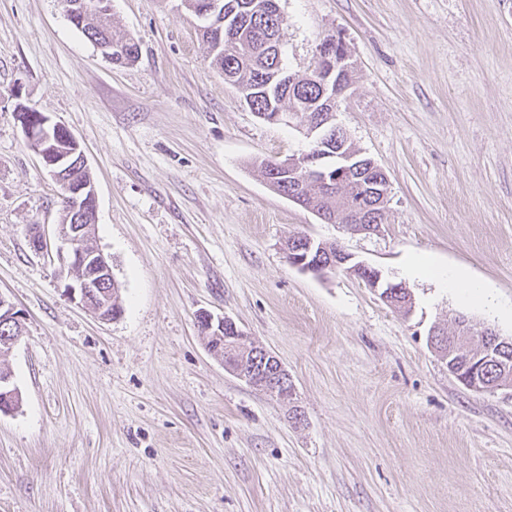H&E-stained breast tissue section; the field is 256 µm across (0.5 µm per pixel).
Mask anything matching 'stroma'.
<instances>
[{"label": "stroma", "mask_w": 512, "mask_h": 512, "mask_svg": "<svg viewBox=\"0 0 512 512\" xmlns=\"http://www.w3.org/2000/svg\"><path fill=\"white\" fill-rule=\"evenodd\" d=\"M278 5L290 72L323 35L345 41L336 122L389 179L380 232L269 188L260 161L310 142L245 105L179 0H112L114 32L140 46L128 66L63 0H0V294L25 323L5 361L21 402L0 413V512H512V391L466 388L429 341L459 314L512 337V0ZM20 103L81 144L119 319L69 299L29 243L61 203ZM301 234L409 288L411 312L345 269L292 267ZM414 257L486 285L494 308L408 275ZM203 311L276 354L291 402L225 370Z\"/></svg>", "instance_id": "1"}]
</instances>
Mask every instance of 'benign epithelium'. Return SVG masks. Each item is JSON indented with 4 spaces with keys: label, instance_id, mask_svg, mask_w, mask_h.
Segmentation results:
<instances>
[{
    "label": "benign epithelium",
    "instance_id": "1",
    "mask_svg": "<svg viewBox=\"0 0 512 512\" xmlns=\"http://www.w3.org/2000/svg\"><path fill=\"white\" fill-rule=\"evenodd\" d=\"M76 12L94 9L100 15L112 13V0H76L72 3ZM340 38L332 33L320 41L314 64L310 69L313 79L320 88L319 101L332 109L349 88L348 75L352 62L348 51L337 47ZM16 116L27 136L29 144L41 157L47 173L57 182L64 183V176L73 166L87 165V161L78 140L70 133L65 139L68 152L57 154L47 150L54 139L61 134L62 125L52 121L51 117L27 106L16 110ZM301 132L311 140L310 150L299 157H289L272 161L273 173L288 178L292 187L286 198L300 206L305 205L301 191L309 182L321 185L329 190L347 185L356 187L358 192L356 205L350 207L345 221L350 229L358 234H372L381 227V216L386 212L389 180L387 175L371 160L361 157V153L345 150L339 130L336 134V154L326 151L330 135L316 133V127L308 124ZM95 196V186L83 184L69 191V211L74 214V223L56 225L55 237L58 245L56 257L59 263L58 273L64 281L65 292L81 306L102 320L118 318L119 314L108 311L112 304V284L115 278L107 257L98 249L88 246L95 225L84 223L88 199ZM291 266L304 273L323 277L338 268L350 272L365 273V282L369 287L382 290L381 297L389 301L398 292L399 285L383 279L382 272L362 263L352 262V255L336 249V255L329 260L322 258V252L316 251L315 239L299 238L296 244L286 249ZM206 332L220 334L226 331L234 340V346L244 349L250 358H238L224 361V368L246 384L259 388L283 400L292 397L294 384L288 371L270 351L249 344L248 337L238 329L230 319L216 318L211 314L202 319ZM456 340L448 345V365L463 364L464 378L461 383L466 387L483 391L491 388L484 378L486 364L493 363L502 369H508L507 355L512 347L509 340L494 338L485 342L478 353L468 352L471 336L486 335L477 330L469 318L455 317ZM10 329L11 343L19 341L23 334V314L3 294L0 293V327ZM20 403V395L13 380L0 377V413L15 410Z\"/></svg>",
    "mask_w": 512,
    "mask_h": 512
}]
</instances>
